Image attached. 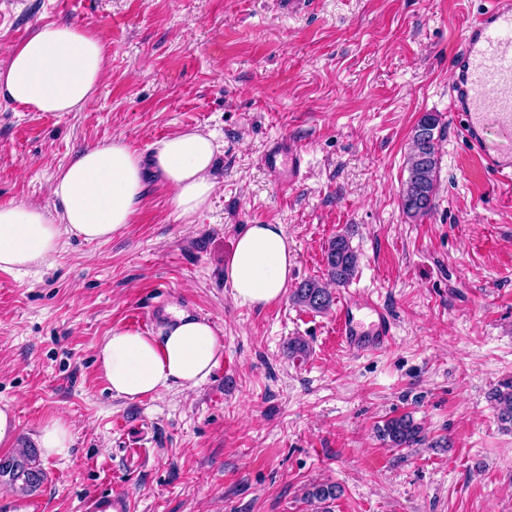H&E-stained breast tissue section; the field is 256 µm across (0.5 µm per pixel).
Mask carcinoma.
Wrapping results in <instances>:
<instances>
[{
	"label": "carcinoma",
	"instance_id": "cac0c4a2",
	"mask_svg": "<svg viewBox=\"0 0 512 512\" xmlns=\"http://www.w3.org/2000/svg\"><path fill=\"white\" fill-rule=\"evenodd\" d=\"M437 127V116L426 113L414 129L407 156L408 178L400 195L402 210L411 219L424 217L433 208L438 171ZM325 262L327 275L336 285L343 286L352 279L358 257L346 236L338 235L328 242ZM293 299L316 312L327 310L332 303L331 293L317 280L300 283L293 293ZM490 399L499 421L512 426V381L493 390ZM379 432L392 448H409L421 441V427L407 415L387 420ZM43 480L44 472L32 448H21L15 455L0 459V481L9 486L26 493L37 489ZM339 493V488L334 484H317L307 492V499L322 502L336 498Z\"/></svg>",
	"mask_w": 512,
	"mask_h": 512
}]
</instances>
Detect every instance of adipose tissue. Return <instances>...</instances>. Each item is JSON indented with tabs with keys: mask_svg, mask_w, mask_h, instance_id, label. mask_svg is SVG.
Instances as JSON below:
<instances>
[{
	"mask_svg": "<svg viewBox=\"0 0 512 512\" xmlns=\"http://www.w3.org/2000/svg\"><path fill=\"white\" fill-rule=\"evenodd\" d=\"M105 60V46L93 35L68 25L43 24L12 51L0 70V98L38 112L81 111L96 96ZM215 153L212 136L197 131L158 141L147 158L120 140L81 152L53 184L52 193L61 203L58 213L0 205V269L51 262L65 233L110 239L131 224L149 167L172 189L179 217L191 218L214 192ZM293 264L282 225H248L225 263L234 303L257 308L279 301ZM222 350L207 319L173 307L160 335L112 329L99 347L98 362L112 393L135 399L174 386L196 388L216 367Z\"/></svg>",
	"mask_w": 512,
	"mask_h": 512,
	"instance_id": "ef3b65f1",
	"label": "adipose tissue"
}]
</instances>
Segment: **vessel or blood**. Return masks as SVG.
Returning a JSON list of instances; mask_svg holds the SVG:
<instances>
[{
	"instance_id": "b4317fda",
	"label": "vessel or blood",
	"mask_w": 512,
	"mask_h": 512,
	"mask_svg": "<svg viewBox=\"0 0 512 512\" xmlns=\"http://www.w3.org/2000/svg\"><path fill=\"white\" fill-rule=\"evenodd\" d=\"M448 109L460 122L470 152L480 166L512 179V0H493L471 18L454 59ZM263 164L275 180L296 183L303 177L304 152L281 138L271 145ZM394 323L389 312L366 299L341 300L336 312V338L352 351L388 348ZM84 512H130L128 498L117 493L96 496Z\"/></svg>"
}]
</instances>
